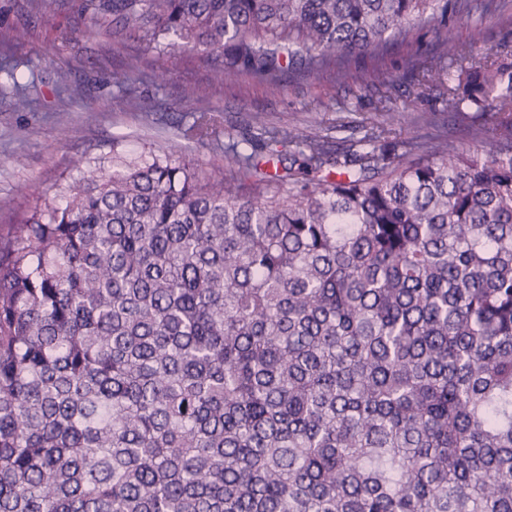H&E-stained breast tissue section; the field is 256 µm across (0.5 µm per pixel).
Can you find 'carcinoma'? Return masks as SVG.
<instances>
[{
  "label": "carcinoma",
  "mask_w": 512,
  "mask_h": 512,
  "mask_svg": "<svg viewBox=\"0 0 512 512\" xmlns=\"http://www.w3.org/2000/svg\"><path fill=\"white\" fill-rule=\"evenodd\" d=\"M505 0H83L88 36L216 55L213 78L350 63L431 28L406 77L477 150L390 112L224 147L112 148L0 235V512H512V49ZM83 95L61 80L58 101ZM220 115L195 113L198 141ZM509 15L487 16L478 20L479 15L475 14L471 20H462L457 24L454 35L461 43L472 45L474 55H485L501 44L512 41V20Z\"/></svg>",
  "instance_id": "carcinoma-1"
}]
</instances>
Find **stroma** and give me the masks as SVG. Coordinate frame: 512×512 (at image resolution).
I'll use <instances>...</instances> for the list:
<instances>
[{"mask_svg":"<svg viewBox=\"0 0 512 512\" xmlns=\"http://www.w3.org/2000/svg\"><path fill=\"white\" fill-rule=\"evenodd\" d=\"M25 0H0V31L24 27L23 39L7 53V67L0 69V232L19 223L34 206L35 198L21 195L28 184L48 189L60 178L78 180V158L106 160L113 141L139 153L149 144L175 137L193 121V112L204 104L224 115L213 140H184L187 159L209 170L224 163V144L240 139L242 125L251 120L267 126L320 123L336 147H345L353 127L379 120L380 88L392 86L389 108L394 112H436L441 128L460 148L476 143L460 121L445 113L437 95L416 97L404 76L403 63L413 45L432 38L427 29L416 30L412 44L389 46L384 57L365 55L352 64L360 72L357 82L339 84L333 69L288 79L279 94H270L257 80L239 75L224 84L211 83L216 60L204 51L165 53L143 50L133 41L107 35L84 36L76 8L45 0L41 15L29 17ZM461 43L475 55L495 51L512 41V17L487 16L461 21L454 29ZM140 78L132 93L119 91L115 80L129 65ZM167 71L165 84L151 75ZM79 84L84 95L58 108L55 89L59 80ZM25 86L35 99V109H11L8 96L13 84ZM195 90L194 99L182 96L183 87Z\"/></svg>","mask_w":512,"mask_h":512,"instance_id":"obj_1","label":"stroma"}]
</instances>
